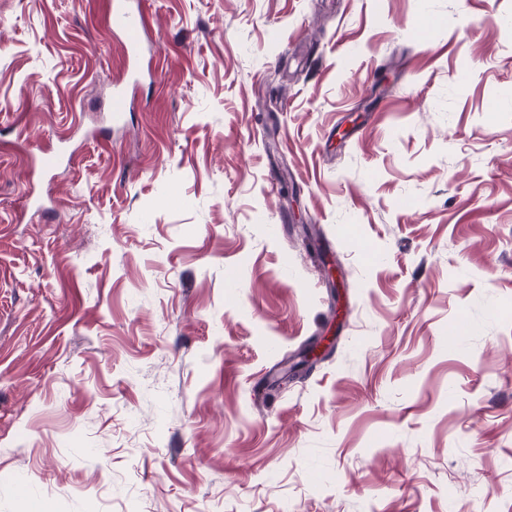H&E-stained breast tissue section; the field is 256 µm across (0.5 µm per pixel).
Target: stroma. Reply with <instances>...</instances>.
Listing matches in <instances>:
<instances>
[{"instance_id": "1", "label": "stroma", "mask_w": 512, "mask_h": 512, "mask_svg": "<svg viewBox=\"0 0 512 512\" xmlns=\"http://www.w3.org/2000/svg\"><path fill=\"white\" fill-rule=\"evenodd\" d=\"M140 2L0 0V512H512V0ZM127 2L110 1V4L112 25L126 35V48L130 59L136 55L139 36L147 25V17L140 9L132 10ZM336 336L332 332H328L316 339L314 345L308 348L302 354V360L293 365L292 369L295 370L303 365L309 366L314 362L321 360L326 352L330 351L335 344Z\"/></svg>"}]
</instances>
